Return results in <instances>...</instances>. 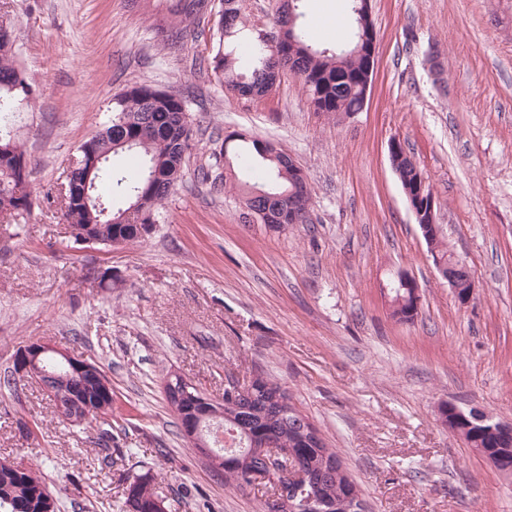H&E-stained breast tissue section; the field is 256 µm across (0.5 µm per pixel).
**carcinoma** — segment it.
<instances>
[{"instance_id": "obj_1", "label": "carcinoma", "mask_w": 512, "mask_h": 512, "mask_svg": "<svg viewBox=\"0 0 512 512\" xmlns=\"http://www.w3.org/2000/svg\"><path fill=\"white\" fill-rule=\"evenodd\" d=\"M206 0H175L170 10L178 29L186 20L204 12ZM222 9L211 38L214 54L209 62L224 81L226 90L251 99L268 95L280 73L290 69L300 76L316 112L336 115L362 110L364 58L355 54L360 41V15L351 2L352 38L344 48H320L311 31L301 21L300 3L282 0L273 36L247 28L238 0H221ZM35 90L21 69L15 53L14 37L0 33V122L9 113L31 105ZM186 113L185 102L149 85H134L115 99L110 124L85 140L78 154L91 151L103 157L102 163L86 176L73 172L71 202L63 218L69 224L91 226L105 245L112 247L141 239L140 229L158 222V207L184 176L185 159L194 147L190 126L180 124ZM27 157L24 147L12 138L0 140V212L31 211L33 191L28 176L7 173ZM224 159L236 160L240 173L233 174L234 186L243 205L245 223L260 222L278 231L285 224H305L311 206L307 178L290 165L288 154L272 142L257 137L224 138ZM398 180L402 189L415 192L418 174L403 146L394 151ZM433 261L448 263L454 254L448 250L444 234L433 240ZM48 370L58 374L51 386L56 391L69 388L63 378L65 368L47 356ZM112 383L108 375H103ZM101 378V379H103ZM101 379L84 381L75 393L73 411L64 419L80 423L86 419L112 416V392ZM282 386L264 377L254 396L222 399L219 412L203 424L202 433L214 455L210 464L224 474L231 487L247 484L248 472L264 465L267 448H286L296 455L310 475L306 487L294 493L293 512H347L360 490L344 469L339 455L327 447L323 437L306 433V418L293 403L270 402ZM165 400L178 425L201 406L203 392L190 387L184 402L176 404L169 392ZM467 445L475 452L498 444L479 423L466 432ZM150 473L132 477L127 500L136 512H164V501L153 488ZM55 504L42 476L8 458L0 459V512H48Z\"/></svg>"}]
</instances>
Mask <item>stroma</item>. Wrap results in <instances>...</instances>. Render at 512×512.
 Returning <instances> with one entry per match:
<instances>
[{
	"label": "stroma",
	"instance_id": "stroma-1",
	"mask_svg": "<svg viewBox=\"0 0 512 512\" xmlns=\"http://www.w3.org/2000/svg\"><path fill=\"white\" fill-rule=\"evenodd\" d=\"M171 0H0L35 85L6 128L38 197L0 214V379L42 341L112 380L102 421L62 422L40 384L0 388V457L39 471L60 512H130L119 470L152 472L165 512H264L256 488L225 486L180 435L163 385L176 372L210 396L262 372L336 449L367 512H512V475L442 424L450 402L512 422V0H371L378 54L360 112H315L301 79L227 91L208 61L221 5L178 43ZM181 97L196 145L140 241L76 245L58 189L78 146L134 84ZM277 142L303 168L310 221L245 223L225 188L224 138ZM401 142L438 201L436 219L476 291L460 306L435 268L394 173ZM108 268L121 287L93 279ZM408 273L418 314L392 313Z\"/></svg>",
	"mask_w": 512,
	"mask_h": 512
}]
</instances>
